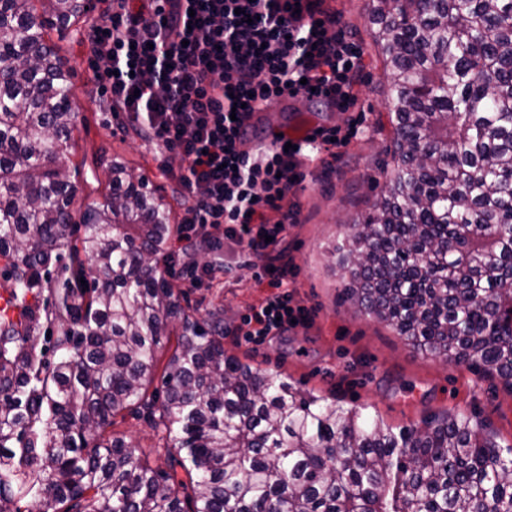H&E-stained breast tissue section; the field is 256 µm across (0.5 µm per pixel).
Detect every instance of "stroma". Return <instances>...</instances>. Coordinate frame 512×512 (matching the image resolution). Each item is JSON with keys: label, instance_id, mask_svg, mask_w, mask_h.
Segmentation results:
<instances>
[{"label": "stroma", "instance_id": "stroma-1", "mask_svg": "<svg viewBox=\"0 0 512 512\" xmlns=\"http://www.w3.org/2000/svg\"><path fill=\"white\" fill-rule=\"evenodd\" d=\"M336 28L358 47L363 68L358 100L345 112H325L327 126L358 122L363 132L337 148L335 155L306 164L298 190L300 221L288 230V247L296 265L295 300L310 313V322L262 342L245 341L240 333L250 307L273 295L267 280L250 269L233 279L191 282L182 260L173 261L170 280L200 312L220 310L224 349L241 361L291 377L305 390L340 398L348 406L376 410L390 425L418 423L430 414L464 412L489 420L505 445L512 444V391L495 377L435 358L412 348L386 324L360 316L340 302L342 285L330 250L346 231L352 216L374 199L382 185L376 177L388 163L390 134L387 77L372 46L368 13L370 0H330ZM87 21L71 26L66 36L50 32L59 54L70 68L77 112L74 146L68 166L79 167L81 200H102L105 175L94 174L100 153L120 157L145 175L151 186L170 197L172 221L180 223L183 207L177 184L159 171L161 162L179 167L177 153L159 155L122 112L105 111L88 78V50L83 42Z\"/></svg>", "mask_w": 512, "mask_h": 512}]
</instances>
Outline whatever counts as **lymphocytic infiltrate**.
<instances>
[{
  "mask_svg": "<svg viewBox=\"0 0 512 512\" xmlns=\"http://www.w3.org/2000/svg\"><path fill=\"white\" fill-rule=\"evenodd\" d=\"M102 21L89 38L90 82L110 109L136 123L160 152H176L174 176L189 203L182 240H200L212 256L201 272L228 271L225 248L240 266L259 268L275 293L246 316L256 342L305 323L293 302L294 265L288 227L304 162L356 137V126L332 127L286 149V140L246 147L258 111L299 95L345 110L356 100L361 55L328 29L336 18L325 0H92ZM281 212L270 224L267 211Z\"/></svg>",
  "mask_w": 512,
  "mask_h": 512,
  "instance_id": "f902f5d3",
  "label": "lymphocytic infiltrate"
}]
</instances>
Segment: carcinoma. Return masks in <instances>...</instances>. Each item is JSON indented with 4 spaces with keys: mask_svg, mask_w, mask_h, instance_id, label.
I'll return each instance as SVG.
<instances>
[{
    "mask_svg": "<svg viewBox=\"0 0 512 512\" xmlns=\"http://www.w3.org/2000/svg\"><path fill=\"white\" fill-rule=\"evenodd\" d=\"M34 2L0 0V512H512L489 424L393 427L226 355L160 271L179 229L145 176L102 159L104 201L76 206L47 34L85 0ZM370 23L393 167L333 248L343 299L512 392V0H371ZM124 412L166 467L105 437Z\"/></svg>",
    "mask_w": 512,
    "mask_h": 512,
    "instance_id": "1",
    "label": "carcinoma"
}]
</instances>
